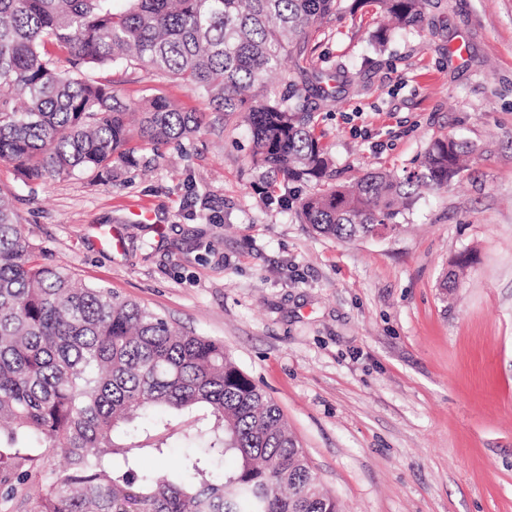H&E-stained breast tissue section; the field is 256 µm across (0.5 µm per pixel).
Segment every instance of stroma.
Listing matches in <instances>:
<instances>
[{
    "label": "stroma",
    "instance_id": "35a3bbf8",
    "mask_svg": "<svg viewBox=\"0 0 512 512\" xmlns=\"http://www.w3.org/2000/svg\"><path fill=\"white\" fill-rule=\"evenodd\" d=\"M373 27L332 16L317 37L315 64L351 76L309 100L337 181L403 175L438 137L475 147L386 236L316 233L297 218L313 185L267 194L240 114L124 64L100 80L204 128L179 147L132 138L137 163L113 177L27 184L0 162V195L41 263L223 340L339 512H512V0H433L382 52Z\"/></svg>",
    "mask_w": 512,
    "mask_h": 512
}]
</instances>
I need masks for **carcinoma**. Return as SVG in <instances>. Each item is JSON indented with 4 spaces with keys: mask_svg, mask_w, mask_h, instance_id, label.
<instances>
[{
    "mask_svg": "<svg viewBox=\"0 0 512 512\" xmlns=\"http://www.w3.org/2000/svg\"><path fill=\"white\" fill-rule=\"evenodd\" d=\"M0 0V161L27 181L101 175L136 162L131 106L90 75L123 62L165 75L215 112H244L252 162L277 182L320 183L332 160L316 135L308 89L268 78L293 58L316 96L335 98L345 70L313 63L324 18L369 7L415 28L425 0ZM206 113L161 96L139 136L179 142ZM474 148L434 140L404 177L367 173L304 197L299 219L337 239L393 231L421 194L460 173ZM0 512H21L33 468L45 480L28 512H336L278 405L235 364L224 342L177 333L111 290L39 262L0 197ZM181 433L187 455L163 472ZM200 448H172L171 454L166 458H156L152 455L145 454L141 458V466L147 469L164 470L176 463L181 456L187 453H199Z\"/></svg>",
    "mask_w": 512,
    "mask_h": 512,
    "instance_id": "obj_1",
    "label": "carcinoma"
}]
</instances>
